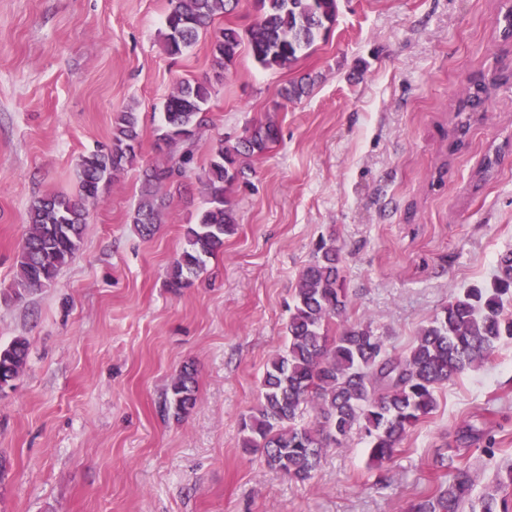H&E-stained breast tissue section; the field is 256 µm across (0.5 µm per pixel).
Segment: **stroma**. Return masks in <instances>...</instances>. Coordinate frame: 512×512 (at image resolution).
<instances>
[{
  "label": "stroma",
  "instance_id": "stroma-1",
  "mask_svg": "<svg viewBox=\"0 0 512 512\" xmlns=\"http://www.w3.org/2000/svg\"><path fill=\"white\" fill-rule=\"evenodd\" d=\"M503 3L338 0L335 24L293 67L267 70L244 52L219 75L209 36L165 54L168 0H0V293L32 201L75 192L82 155L108 144L116 112H138L142 134L139 166L89 206L55 282L0 296V346L29 342L24 371L0 393V512H411L469 422L496 440L494 455L468 454L477 489L512 463V340L442 388L383 465L356 432L311 482L291 483L244 451L240 432L320 239L342 250L351 321L398 353L456 293L490 285L512 251V41L494 26ZM492 74L504 84L453 149L458 106ZM304 75L309 96L282 99ZM185 78L215 91L198 167L257 120L280 135L245 161L223 253L174 293L165 280L182 227L206 204L197 175L152 238L130 216L142 166L164 157L163 104ZM495 151L500 165L480 177ZM186 367L198 400L178 419L162 403Z\"/></svg>",
  "mask_w": 512,
  "mask_h": 512
}]
</instances>
